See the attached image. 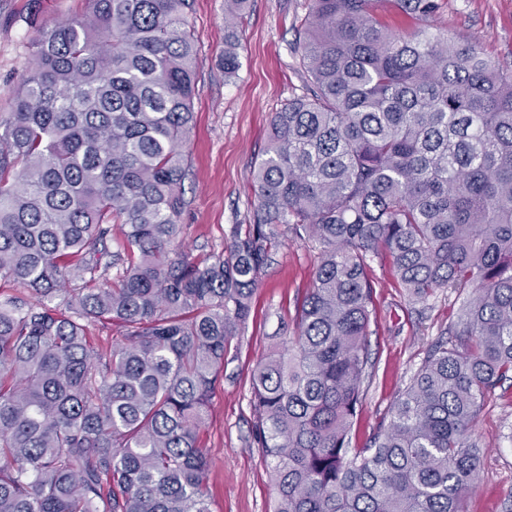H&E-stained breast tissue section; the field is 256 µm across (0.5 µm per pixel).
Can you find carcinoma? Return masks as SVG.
<instances>
[{
	"instance_id": "obj_1",
	"label": "carcinoma",
	"mask_w": 512,
	"mask_h": 512,
	"mask_svg": "<svg viewBox=\"0 0 512 512\" xmlns=\"http://www.w3.org/2000/svg\"><path fill=\"white\" fill-rule=\"evenodd\" d=\"M85 2L39 30L0 116V283L30 293L0 297V512H210L199 434L282 225L320 262L252 376L272 512H466L469 430L512 374V68L433 31L439 0H312L249 223L195 256L194 0ZM247 6L224 0L228 79ZM380 251L419 301L473 293L354 451Z\"/></svg>"
}]
</instances>
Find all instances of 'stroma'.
<instances>
[{
  "mask_svg": "<svg viewBox=\"0 0 512 512\" xmlns=\"http://www.w3.org/2000/svg\"><path fill=\"white\" fill-rule=\"evenodd\" d=\"M311 0H250L239 69L225 79L224 0H195L188 25L197 46L196 92L190 135L188 205L181 240L196 255L222 252L233 225L247 223L251 189L273 112L300 94L297 18ZM84 0H0V115L25 68L38 28L80 15ZM442 34L478 38L495 61L512 66V0H442L435 22ZM319 263L311 241L280 236L253 297L251 315L224 359V381L211 399L200 444L210 461V512H271L274 489L260 448L251 440V379L259 360L291 336L296 310ZM373 288L368 363L361 402L351 424V447H364L421 365L428 348L456 322L462 304L440 291L413 301L391 257L371 256ZM471 442L484 451L483 467L466 495L467 512H512V380L485 401Z\"/></svg>",
  "mask_w": 512,
  "mask_h": 512,
  "instance_id": "1",
  "label": "stroma"
}]
</instances>
